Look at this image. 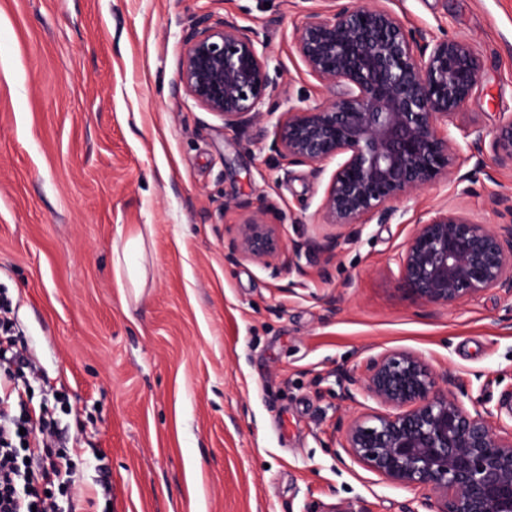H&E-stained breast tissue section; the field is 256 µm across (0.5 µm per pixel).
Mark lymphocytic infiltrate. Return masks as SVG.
Returning <instances> with one entry per match:
<instances>
[{
  "mask_svg": "<svg viewBox=\"0 0 512 512\" xmlns=\"http://www.w3.org/2000/svg\"><path fill=\"white\" fill-rule=\"evenodd\" d=\"M11 303L0 295V512H62L72 463L68 455H50L53 425L45 413L27 410L12 387L14 368H32L20 352L9 317Z\"/></svg>",
  "mask_w": 512,
  "mask_h": 512,
  "instance_id": "f902f5d3",
  "label": "lymphocytic infiltrate"
}]
</instances>
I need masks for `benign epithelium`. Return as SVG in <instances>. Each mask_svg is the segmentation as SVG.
<instances>
[{"label":"benign epithelium","mask_w":512,"mask_h":512,"mask_svg":"<svg viewBox=\"0 0 512 512\" xmlns=\"http://www.w3.org/2000/svg\"><path fill=\"white\" fill-rule=\"evenodd\" d=\"M307 16L296 49L319 81L343 92L327 104L281 113L272 148L290 164L341 158L321 203L329 224H387L391 202L453 177L455 141L438 125L463 111L475 93L479 55L462 40L408 30L380 0H326ZM257 33L232 17L197 18L183 37L180 87L224 124L245 128L275 108L267 56ZM470 149L512 165V117L492 137L475 128ZM285 249L261 214L237 227L227 259L262 264ZM397 289L413 302L448 308L493 289L512 293V221L490 228L438 210L417 224L398 255ZM346 397L362 388L383 411L351 420L340 445L392 484L427 491L425 512H512V432L496 433L492 412L467 409L456 378L418 353L393 350L367 360L357 377L341 376Z\"/></svg>","instance_id":"7a95c632"}]
</instances>
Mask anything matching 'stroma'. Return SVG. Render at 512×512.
Returning a JSON list of instances; mask_svg holds the SVG:
<instances>
[{"label":"stroma","mask_w":512,"mask_h":512,"mask_svg":"<svg viewBox=\"0 0 512 512\" xmlns=\"http://www.w3.org/2000/svg\"><path fill=\"white\" fill-rule=\"evenodd\" d=\"M387 5L482 59L448 123L468 179L394 201L390 223L336 226L320 211L336 160L288 165L275 118L228 128L179 88L186 29L229 15L257 31L280 110L333 100L295 48L324 0H0V291L38 369L23 398L73 461L76 512H419L422 490L340 446L338 423L380 406L346 399L338 374L387 350L451 371L465 406L512 431V296L431 308L395 285L429 212L505 221L512 167L477 164L466 133L512 116V0ZM260 209L302 246L275 278L224 256ZM117 245L138 282L117 273Z\"/></svg>","instance_id":"obj_1"}]
</instances>
